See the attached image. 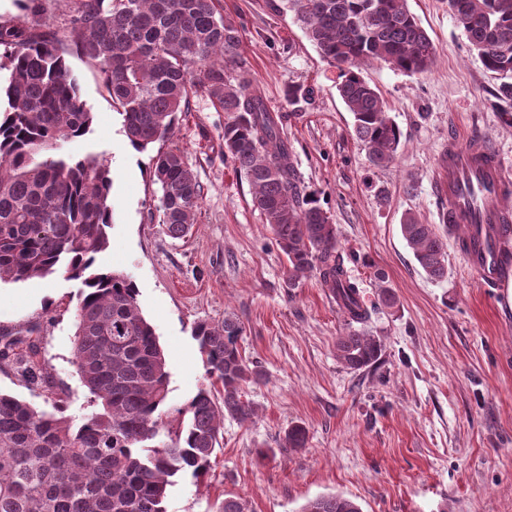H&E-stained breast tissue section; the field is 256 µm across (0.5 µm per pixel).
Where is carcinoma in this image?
Returning <instances> with one entry per match:
<instances>
[{"label":"carcinoma","instance_id":"cac0c4a2","mask_svg":"<svg viewBox=\"0 0 512 512\" xmlns=\"http://www.w3.org/2000/svg\"><path fill=\"white\" fill-rule=\"evenodd\" d=\"M64 37L41 17L36 0H19L23 18L0 20V280L25 282L61 274L80 283L73 354L92 410L80 420L34 361L35 329L0 346V363L51 392L45 410L0 393V512H168L178 474L204 476L217 457L228 416L257 414L242 387L263 372L239 347L240 323L193 327L208 375L223 403L202 388L170 421L169 371L154 327L141 314L134 282L99 258L110 248L112 171L94 153L55 152L61 140L90 133L94 121L80 95L69 48L97 69L123 119L129 144L144 152L171 138L190 100L208 97L225 114L224 157L251 187L287 258L288 287L313 277L336 298L347 329L336 357L359 371L382 343L365 330L370 310L347 278L336 225L306 191L283 116L266 105L242 61V28L220 0H73ZM448 11L484 68L503 78L496 97L512 101V0H447ZM322 57L339 71L337 90L353 116L371 165L392 164L402 131L362 67L383 61L413 76L428 72L438 51L406 0H288ZM156 210L168 235L188 233L202 202L196 175L177 145L152 156ZM401 234L432 280L448 273L447 243L432 224L407 215ZM294 425L281 447L303 448ZM298 512H361L342 494L307 500Z\"/></svg>","mask_w":512,"mask_h":512}]
</instances>
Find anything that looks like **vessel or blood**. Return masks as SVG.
<instances>
[{"mask_svg":"<svg viewBox=\"0 0 512 512\" xmlns=\"http://www.w3.org/2000/svg\"><path fill=\"white\" fill-rule=\"evenodd\" d=\"M447 196L442 223L467 228L463 256L484 287L503 288L512 282V175L504 159L481 134L467 140L453 135L439 156Z\"/></svg>","mask_w":512,"mask_h":512,"instance_id":"1","label":"vessel or blood"}]
</instances>
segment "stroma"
<instances>
[{
	"label": "stroma",
	"mask_w": 512,
	"mask_h": 512,
	"mask_svg": "<svg viewBox=\"0 0 512 512\" xmlns=\"http://www.w3.org/2000/svg\"><path fill=\"white\" fill-rule=\"evenodd\" d=\"M242 27V57L283 133L308 191L338 233L346 273L382 342L378 361L353 371L336 357L345 318L316 279L289 287L287 259L251 202L243 174L224 157V115L203 97L180 113L173 141L203 188L188 233L168 236L156 211L150 155L130 150L123 119L95 69L68 61L94 115L64 154L96 153L113 174L111 244L103 260L134 281L169 370L166 407H184L210 381L194 322H240L242 353L262 369L245 385L253 421L225 418L222 451L201 479L180 475L168 512H216L225 495L249 512H298L336 493L362 512H512V283L483 288L447 234V276L426 277L400 231L404 214L439 221L438 157L449 132L486 135L512 169V104L501 80L471 50L445 0H407L439 50L433 69L407 76L380 62L362 74L402 133L395 162L370 165L329 65L295 22L286 0H221ZM300 90L289 101V90ZM397 298L380 306L375 272ZM80 284L57 275L0 283V332L32 329L37 361L65 394L69 415L89 412L76 374L74 310ZM306 430L305 447L280 445Z\"/></svg>",
	"instance_id": "obj_1"
}]
</instances>
